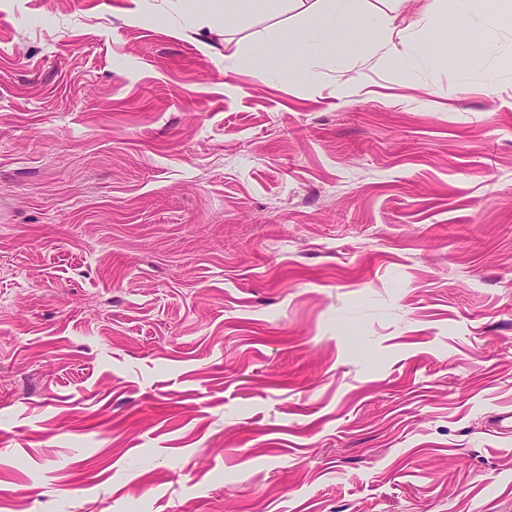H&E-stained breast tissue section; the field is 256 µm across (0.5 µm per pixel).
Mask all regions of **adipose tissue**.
I'll return each instance as SVG.
<instances>
[{"mask_svg":"<svg viewBox=\"0 0 512 512\" xmlns=\"http://www.w3.org/2000/svg\"><path fill=\"white\" fill-rule=\"evenodd\" d=\"M297 8L311 12L306 0H294ZM405 0H389L390 9L370 26L372 53L395 64L404 63L411 55V45L405 30L396 28L394 21ZM356 0H324L318 12H311L312 26L308 34L289 31L280 44L286 66L292 67L304 58L316 55L339 58L347 50L349 36L358 21Z\"/></svg>","mask_w":512,"mask_h":512,"instance_id":"ef3b65f1","label":"adipose tissue"}]
</instances>
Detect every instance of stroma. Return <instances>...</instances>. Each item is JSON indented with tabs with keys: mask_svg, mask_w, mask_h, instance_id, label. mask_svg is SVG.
Wrapping results in <instances>:
<instances>
[{
	"mask_svg": "<svg viewBox=\"0 0 512 512\" xmlns=\"http://www.w3.org/2000/svg\"><path fill=\"white\" fill-rule=\"evenodd\" d=\"M0 0V512H512V17ZM297 8L307 12L311 5L325 2L317 13L312 14V26L305 39L302 33L288 29V39L283 36L280 44L281 55L285 65L291 70L296 64L310 55L327 58H339L349 45V36L356 23L363 24L358 19L356 6L359 0H290ZM390 9L370 25V35L373 40L372 53L362 59L363 66L368 65L374 56L378 60L386 59L400 65L411 56V44L405 29L394 25L400 7L407 0H388Z\"/></svg>",
	"mask_w": 512,
	"mask_h": 512,
	"instance_id": "35a3bbf8",
	"label": "stroma"
}]
</instances>
